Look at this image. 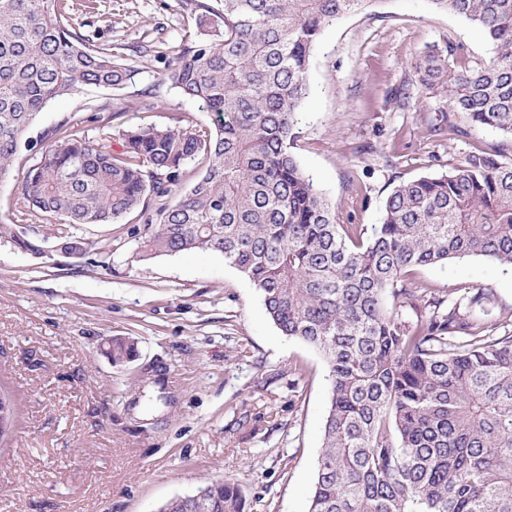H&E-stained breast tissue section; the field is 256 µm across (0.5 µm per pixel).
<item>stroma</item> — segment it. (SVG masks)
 Wrapping results in <instances>:
<instances>
[{
	"instance_id": "obj_1",
	"label": "stroma",
	"mask_w": 512,
	"mask_h": 512,
	"mask_svg": "<svg viewBox=\"0 0 512 512\" xmlns=\"http://www.w3.org/2000/svg\"><path fill=\"white\" fill-rule=\"evenodd\" d=\"M192 0H93L76 30L96 44L156 38L176 56L196 31ZM453 44L470 65L493 49L474 24L428 0H376L327 26L309 67L293 154L341 224L371 228L401 182L439 174L469 154L512 161V136L450 130L445 97L400 99L414 62ZM132 84L85 86L50 101L0 180V221L22 200L38 145L80 115L89 135L153 124H212L215 116L161 81L164 63L135 59ZM158 86L146 110L141 90ZM0 235V390L16 408L0 447V512H157L207 481L241 490L249 512H308L331 386L328 363L283 336L256 286L223 256H138V214L117 224L42 217ZM84 251L66 253L67 237ZM34 250L20 246V239ZM417 285L491 289L489 313L512 321V269L480 258L417 267ZM115 337L136 358L113 363Z\"/></svg>"
}]
</instances>
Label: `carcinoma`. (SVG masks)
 I'll return each instance as SVG.
<instances>
[{
  "mask_svg": "<svg viewBox=\"0 0 512 512\" xmlns=\"http://www.w3.org/2000/svg\"><path fill=\"white\" fill-rule=\"evenodd\" d=\"M376 0H196V26L163 83L216 115L192 129L71 132L41 147L10 223L145 224L141 256L219 253L262 295L285 336L323 353L329 409L309 512H512V330L487 319L490 291L452 295L405 282L408 270L477 257L512 268V164L473 153L440 175L402 182L367 241L290 151L324 28ZM494 46L472 67L454 49L414 63L423 93L473 128L512 135V0H429ZM73 0H0V178L26 129L82 86L121 89L137 68L125 47L71 29ZM189 182L182 187L183 182ZM424 304L410 324L387 294ZM114 363L136 356L116 338ZM202 499L163 512H246L239 489L207 482Z\"/></svg>",
  "mask_w": 512,
  "mask_h": 512,
  "instance_id": "cac0c4a2",
  "label": "carcinoma"
}]
</instances>
